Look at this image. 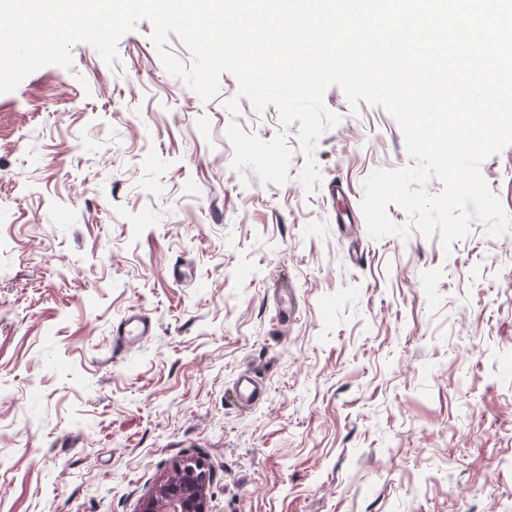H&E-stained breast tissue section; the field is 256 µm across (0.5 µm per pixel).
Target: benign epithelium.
<instances>
[{"label": "benign epithelium", "mask_w": 512, "mask_h": 512, "mask_svg": "<svg viewBox=\"0 0 512 512\" xmlns=\"http://www.w3.org/2000/svg\"><path fill=\"white\" fill-rule=\"evenodd\" d=\"M210 478L211 471L203 461H177L145 500L141 512H207Z\"/></svg>", "instance_id": "benign-epithelium-1"}]
</instances>
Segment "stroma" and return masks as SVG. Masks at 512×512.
Returning a JSON list of instances; mask_svg holds the SVG:
<instances>
[{
	"instance_id": "35a3bbf8",
	"label": "stroma",
	"mask_w": 512,
	"mask_h": 512,
	"mask_svg": "<svg viewBox=\"0 0 512 512\" xmlns=\"http://www.w3.org/2000/svg\"><path fill=\"white\" fill-rule=\"evenodd\" d=\"M152 31L0 95V512H140L187 456L209 512H512V233L371 239L364 181L411 162L384 108L326 90L309 193L298 124L227 73L202 101ZM481 174L512 214V146ZM151 329L150 320L142 314H134L119 324L116 336L129 339L130 336H147Z\"/></svg>"
}]
</instances>
